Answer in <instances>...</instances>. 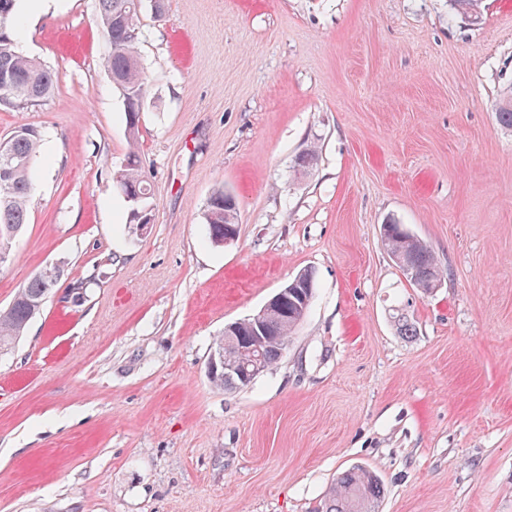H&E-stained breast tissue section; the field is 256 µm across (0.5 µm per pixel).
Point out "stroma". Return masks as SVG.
I'll use <instances>...</instances> for the list:
<instances>
[{
    "mask_svg": "<svg viewBox=\"0 0 512 512\" xmlns=\"http://www.w3.org/2000/svg\"><path fill=\"white\" fill-rule=\"evenodd\" d=\"M166 6L139 22L152 222L133 235L98 2L17 3L19 49L57 83L0 105V138L41 133L0 308L62 276L0 356V512H316L353 467L383 483L375 512H512V0H482L476 23L448 0ZM220 186L239 234L215 246ZM391 219L433 250L435 292L403 278ZM308 268L281 359L215 386L225 324ZM206 221L209 239L212 244L223 245L235 241L237 235H228L238 231V215L235 198L224 191L215 190L207 202Z\"/></svg>",
    "mask_w": 512,
    "mask_h": 512,
    "instance_id": "stroma-1",
    "label": "stroma"
}]
</instances>
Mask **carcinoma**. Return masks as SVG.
<instances>
[{"label":"carcinoma","instance_id":"1","mask_svg":"<svg viewBox=\"0 0 512 512\" xmlns=\"http://www.w3.org/2000/svg\"><path fill=\"white\" fill-rule=\"evenodd\" d=\"M5 2L9 8L0 10V96L7 95L6 104L23 110L51 94L55 75L39 61L18 51L20 17L16 0ZM98 2V23L111 45L104 65L124 98L128 138L134 145L144 104L143 67L137 51L140 4L143 0ZM40 140L39 130L32 127L29 133L10 143L8 153L0 151V169L6 167L10 170L7 186H0V254L28 224L31 169ZM118 176L139 190L148 187L139 153L134 149L130 150ZM206 221L211 243L224 244V236L238 229L235 198L222 189L215 190L207 202ZM387 247L412 264L416 273L412 282L414 287L424 291L430 280L443 276L433 251L424 241L396 232L388 237ZM59 277L58 268L34 275L19 289L11 303L0 309V353L10 350L24 335L30 322L40 314ZM301 303L297 296L288 295L279 313L264 322L261 348L265 367H271L281 358L291 333L301 322ZM383 492V484L375 473L354 467L341 474L337 486L317 512H372Z\"/></svg>","mask_w":512,"mask_h":512}]
</instances>
